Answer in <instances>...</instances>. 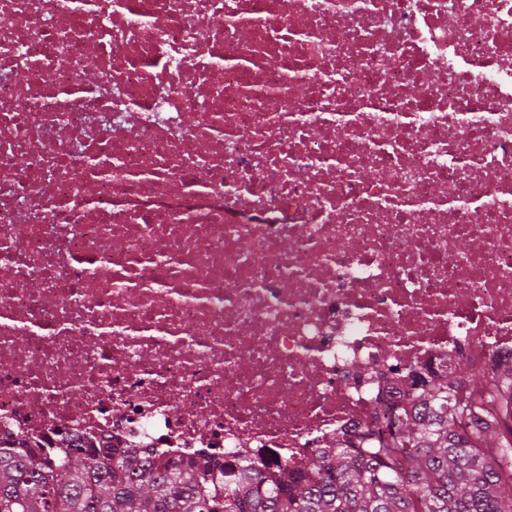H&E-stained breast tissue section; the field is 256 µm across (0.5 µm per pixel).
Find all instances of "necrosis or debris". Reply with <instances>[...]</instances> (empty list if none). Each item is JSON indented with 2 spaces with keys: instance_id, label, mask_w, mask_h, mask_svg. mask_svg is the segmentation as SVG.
Returning <instances> with one entry per match:
<instances>
[{
  "instance_id": "necrosis-or-debris-1",
  "label": "necrosis or debris",
  "mask_w": 512,
  "mask_h": 512,
  "mask_svg": "<svg viewBox=\"0 0 512 512\" xmlns=\"http://www.w3.org/2000/svg\"><path fill=\"white\" fill-rule=\"evenodd\" d=\"M512 357V0H0V440L305 469Z\"/></svg>"
}]
</instances>
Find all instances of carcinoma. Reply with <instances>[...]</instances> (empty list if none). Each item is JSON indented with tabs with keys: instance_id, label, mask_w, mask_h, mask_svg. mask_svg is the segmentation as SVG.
I'll use <instances>...</instances> for the list:
<instances>
[{
	"instance_id": "obj_1",
	"label": "carcinoma",
	"mask_w": 512,
	"mask_h": 512,
	"mask_svg": "<svg viewBox=\"0 0 512 512\" xmlns=\"http://www.w3.org/2000/svg\"><path fill=\"white\" fill-rule=\"evenodd\" d=\"M370 448L317 449L303 472L0 443V512H512V369L458 364L387 412Z\"/></svg>"
}]
</instances>
